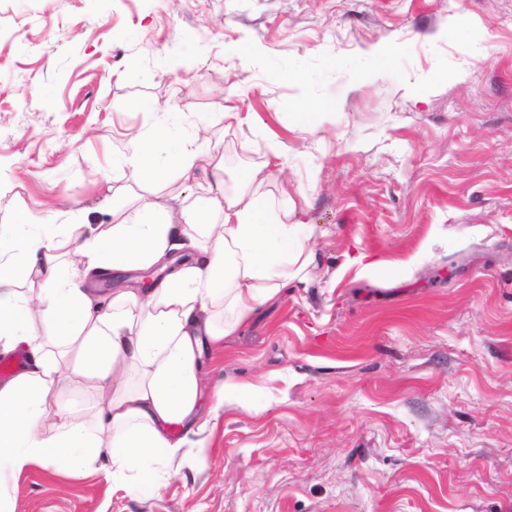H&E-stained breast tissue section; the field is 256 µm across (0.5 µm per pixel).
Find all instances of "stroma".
<instances>
[{
    "instance_id": "35a3bbf8",
    "label": "stroma",
    "mask_w": 512,
    "mask_h": 512,
    "mask_svg": "<svg viewBox=\"0 0 512 512\" xmlns=\"http://www.w3.org/2000/svg\"><path fill=\"white\" fill-rule=\"evenodd\" d=\"M150 99L209 115L227 188L285 151L317 268L215 352L265 407L201 472L135 499L34 464L7 512H512V0H0V224L149 195L112 160Z\"/></svg>"
}]
</instances>
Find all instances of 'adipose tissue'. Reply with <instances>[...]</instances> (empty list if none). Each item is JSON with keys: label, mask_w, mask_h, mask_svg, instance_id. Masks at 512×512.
<instances>
[{"label": "adipose tissue", "mask_w": 512, "mask_h": 512, "mask_svg": "<svg viewBox=\"0 0 512 512\" xmlns=\"http://www.w3.org/2000/svg\"><path fill=\"white\" fill-rule=\"evenodd\" d=\"M139 108L156 122L129 134L121 163L161 190L193 184L192 196L173 207L138 197L106 228L78 211L62 238L25 213L0 225V355L27 358L0 382V478L33 463L70 474L94 464L139 497L198 473L226 402L261 410L252 384L207 386L211 351L315 268L304 205L276 178L284 152L245 165L229 190L206 119L185 123L155 100ZM148 269L159 276L146 288L94 286L102 273Z\"/></svg>", "instance_id": "obj_1"}]
</instances>
